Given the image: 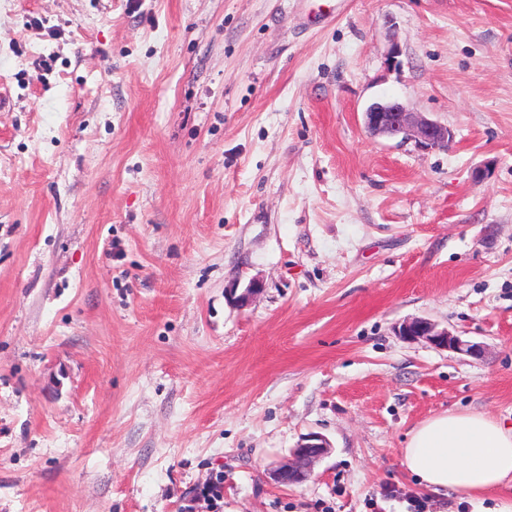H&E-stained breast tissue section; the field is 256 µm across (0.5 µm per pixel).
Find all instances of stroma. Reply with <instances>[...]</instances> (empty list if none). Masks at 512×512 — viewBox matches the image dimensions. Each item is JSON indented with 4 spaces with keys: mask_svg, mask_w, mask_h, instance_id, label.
<instances>
[{
    "mask_svg": "<svg viewBox=\"0 0 512 512\" xmlns=\"http://www.w3.org/2000/svg\"><path fill=\"white\" fill-rule=\"evenodd\" d=\"M317 9L0 0V512L512 499L401 456L445 411L512 422V0ZM376 100L452 141L370 136ZM311 433L331 452L271 481ZM403 339L409 341L424 340L439 349H446L460 354L480 356L483 346L463 339L446 327L425 318H412L395 327Z\"/></svg>",
    "mask_w": 512,
    "mask_h": 512,
    "instance_id": "35a3bbf8",
    "label": "stroma"
}]
</instances>
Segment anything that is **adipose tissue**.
<instances>
[{"label":"adipose tissue","mask_w":512,"mask_h":512,"mask_svg":"<svg viewBox=\"0 0 512 512\" xmlns=\"http://www.w3.org/2000/svg\"><path fill=\"white\" fill-rule=\"evenodd\" d=\"M402 463L432 494L466 497L512 484V424L481 412H443L408 434Z\"/></svg>","instance_id":"adipose-tissue-1"}]
</instances>
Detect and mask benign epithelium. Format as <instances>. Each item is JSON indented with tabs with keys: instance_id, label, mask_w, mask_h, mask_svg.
I'll list each match as a JSON object with an SVG mask.
<instances>
[{
	"instance_id": "7a95c632",
	"label": "benign epithelium",
	"mask_w": 512,
	"mask_h": 512,
	"mask_svg": "<svg viewBox=\"0 0 512 512\" xmlns=\"http://www.w3.org/2000/svg\"><path fill=\"white\" fill-rule=\"evenodd\" d=\"M366 130L374 137L413 140L422 147L440 149L448 147L452 133L435 120L408 111L397 101L374 102L364 112ZM399 336L409 341L424 340L439 349L460 354L479 356L483 346L464 339L446 327L425 318H412L395 326ZM331 445L317 434H309L291 450L290 458L271 471L278 483H300L310 474L314 464L328 455Z\"/></svg>"
}]
</instances>
